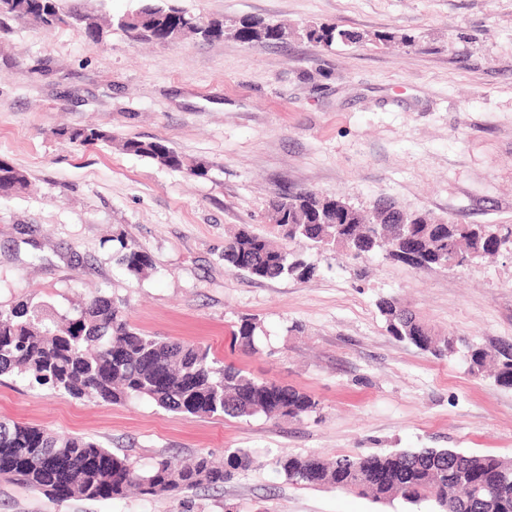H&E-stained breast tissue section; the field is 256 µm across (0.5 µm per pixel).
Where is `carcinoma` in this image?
Wrapping results in <instances>:
<instances>
[{"label":"carcinoma","instance_id":"obj_1","mask_svg":"<svg viewBox=\"0 0 512 512\" xmlns=\"http://www.w3.org/2000/svg\"><path fill=\"white\" fill-rule=\"evenodd\" d=\"M27 17L45 27L78 18L64 12L61 0H0V18ZM116 26L138 37L162 44H176L190 35L221 41L227 34L244 44L275 43L288 39V27L257 18H244L226 26L224 20L190 13L176 0H141L134 11L115 19ZM306 37L330 47L337 41L357 43L363 36L334 25L312 26ZM71 143L112 142V132L97 126L61 127L54 131ZM129 154L148 158L161 167L184 170L195 178L208 175L203 162L188 163L161 140L136 137L120 142ZM24 171L0 160V196L25 192ZM345 202L312 190L285 192L270 202L271 218L286 244L275 247L250 225H243L224 243V262L236 271L262 279L296 276L306 280L316 266L290 250L288 243L304 241L316 249L336 238V225L349 236L347 255L362 259L379 244H370L371 225L392 227L405 214L413 221L414 235L430 252L431 265L448 251V240L460 239L470 247L488 251L494 234L512 237V224L489 230L464 224L456 218H435L409 212L393 202L375 205L371 214L343 211ZM113 256L129 273L140 275L154 267L151 255L122 238ZM387 329L437 358L448 356L456 343L466 349L470 370L483 373L494 368L495 381L512 386V347L492 355L457 336H440L425 321L404 308L396 298L378 303ZM258 325L242 321L233 341L244 350L255 346ZM17 377L32 388L47 387L64 397L112 404L146 399L158 407L193 417L229 416L248 419L257 415L300 417L317 411L309 395L272 380L248 377L199 345L145 335L133 327L123 304L99 294L73 312L56 315L47 305L32 300L0 308V378ZM0 457L10 466L0 468V479L16 481L63 503L70 499H115L135 488L145 498L183 495L201 487L222 488L235 472L253 464L243 448L229 452L224 463L201 454L189 463L160 457L139 467L97 441L62 434L21 421H0ZM276 464L284 477L300 486L338 485L380 502L402 500L415 507L433 503L436 512H482V492L466 480L451 482L448 472L477 471L486 480L498 481L500 512H512V459L493 454L467 453L456 448L394 449L382 453L338 455L328 463L315 455L282 454Z\"/></svg>","mask_w":512,"mask_h":512}]
</instances>
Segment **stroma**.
Listing matches in <instances>:
<instances>
[{
  "label": "stroma",
  "mask_w": 512,
  "mask_h": 512,
  "mask_svg": "<svg viewBox=\"0 0 512 512\" xmlns=\"http://www.w3.org/2000/svg\"><path fill=\"white\" fill-rule=\"evenodd\" d=\"M182 8L292 31L286 42L191 37L160 45L112 30L19 17L0 33V159L28 192L0 197V307L31 298L59 313L103 292L141 332L210 347L248 376L319 403L298 418L188 417L141 400H72L0 380V419L91 437L145 465L165 455L254 462L223 488L57 503L0 480V512H412L330 487L291 484L279 454L456 448L512 458V388L469 371L464 349L438 359L398 340L377 303L397 297L444 335L512 344V254L419 270L376 254L304 247L309 280L228 270L242 225L271 240L277 193L314 190L363 211L389 199L466 224H512V0H179ZM363 34L324 47L308 27ZM381 32L395 41H378ZM414 36V46L400 35ZM96 125L115 145L81 146L61 126ZM161 139L207 177L123 152ZM124 237L149 253L146 275L112 258ZM256 319L255 350L234 347Z\"/></svg>",
  "instance_id": "obj_1"
}]
</instances>
